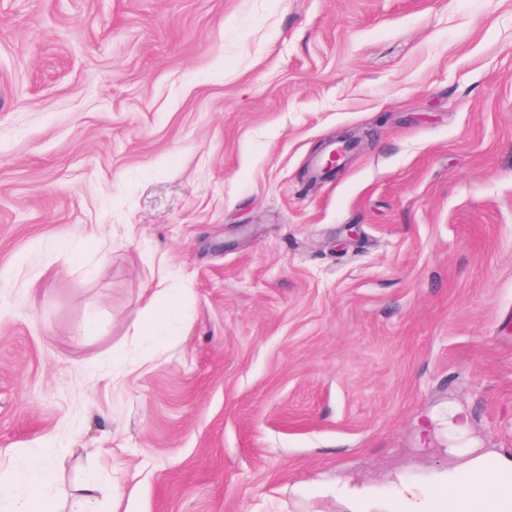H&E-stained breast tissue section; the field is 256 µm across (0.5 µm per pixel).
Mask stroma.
<instances>
[{
  "label": "stroma",
  "mask_w": 512,
  "mask_h": 512,
  "mask_svg": "<svg viewBox=\"0 0 512 512\" xmlns=\"http://www.w3.org/2000/svg\"><path fill=\"white\" fill-rule=\"evenodd\" d=\"M94 225L88 274L52 243ZM47 444L96 512H350L512 461V0H0V451ZM350 141L349 134L337 136L333 141V144L336 145L335 153L331 157L329 155L327 159L323 151L320 153L319 164L323 163L322 170L327 174L325 177L333 176L347 162ZM170 276V271L162 265L158 280L146 301L143 313L132 323L136 334L142 333V326L145 322L150 323L151 330L148 335L156 339L160 345L166 343L167 336L176 333L181 312L180 298L168 284Z\"/></svg>",
  "instance_id": "stroma-1"
}]
</instances>
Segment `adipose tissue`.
<instances>
[{"mask_svg":"<svg viewBox=\"0 0 512 512\" xmlns=\"http://www.w3.org/2000/svg\"><path fill=\"white\" fill-rule=\"evenodd\" d=\"M170 276L168 269H160L142 314L132 323L137 331L150 324L151 337L161 344L175 334L181 312L180 298L168 284ZM51 455L48 448H19L14 456L0 458V512H59L63 502L70 503L71 512H92L100 492L98 480L87 479L75 490L66 487L54 475ZM447 483L461 502L479 488L493 487L485 512H512V467L494 453H462L449 469Z\"/></svg>","mask_w":512,"mask_h":512,"instance_id":"obj_1","label":"adipose tissue"}]
</instances>
